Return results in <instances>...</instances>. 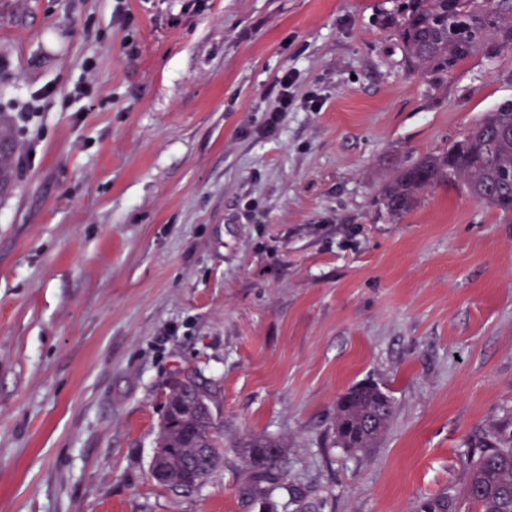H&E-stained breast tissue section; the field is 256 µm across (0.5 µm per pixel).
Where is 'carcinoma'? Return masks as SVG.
<instances>
[{
    "instance_id": "1",
    "label": "carcinoma",
    "mask_w": 512,
    "mask_h": 512,
    "mask_svg": "<svg viewBox=\"0 0 512 512\" xmlns=\"http://www.w3.org/2000/svg\"><path fill=\"white\" fill-rule=\"evenodd\" d=\"M411 71L443 77L477 53L493 58L512 50V0H401L392 19ZM10 128L0 123V189L11 182ZM452 184L478 202L512 212V99L498 102L460 140L439 153L419 157L384 182L379 203L398 220L415 209L423 192ZM187 397L191 409L164 418L157 447L170 449L168 465L208 476L222 453L213 405L215 395L191 373L170 389L167 403ZM394 414L390 396L373 384L349 389L336 404L334 444L349 454L378 447ZM250 479L240 493L263 500L284 486L283 443L268 435L241 443ZM468 471L463 498L441 491L419 501L417 512H460L461 503L478 512H512V432L508 426L478 432L464 454ZM299 512H319L314 491L298 492Z\"/></svg>"
}]
</instances>
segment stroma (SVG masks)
<instances>
[{
	"label": "stroma",
	"mask_w": 512,
	"mask_h": 512,
	"mask_svg": "<svg viewBox=\"0 0 512 512\" xmlns=\"http://www.w3.org/2000/svg\"><path fill=\"white\" fill-rule=\"evenodd\" d=\"M397 0H0V512H413L512 420V215L382 178L512 98V51L409 72ZM296 76L277 133L275 80ZM320 109L308 107L309 92ZM218 392L224 460L198 490L150 462L184 372ZM393 400L378 448L333 445L336 400ZM286 447L242 500L239 444ZM10 128L0 120V189L11 182L13 151L10 146Z\"/></svg>",
	"instance_id": "1"
}]
</instances>
